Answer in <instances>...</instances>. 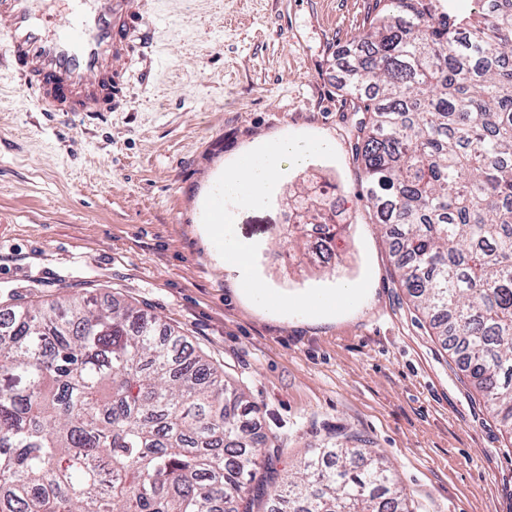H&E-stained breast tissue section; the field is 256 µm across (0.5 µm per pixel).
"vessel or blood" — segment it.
<instances>
[{
    "label": "vessel or blood",
    "instance_id": "1",
    "mask_svg": "<svg viewBox=\"0 0 512 512\" xmlns=\"http://www.w3.org/2000/svg\"><path fill=\"white\" fill-rule=\"evenodd\" d=\"M44 0H0V47L45 112L106 110L123 83L115 59L142 55L154 26L149 0H66L57 20Z\"/></svg>",
    "mask_w": 512,
    "mask_h": 512
}]
</instances>
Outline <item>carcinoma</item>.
<instances>
[{
	"label": "carcinoma",
	"instance_id": "obj_1",
	"mask_svg": "<svg viewBox=\"0 0 512 512\" xmlns=\"http://www.w3.org/2000/svg\"><path fill=\"white\" fill-rule=\"evenodd\" d=\"M344 88L363 197L432 334L512 427V0H376ZM286 243L341 231L309 193ZM255 402L133 304L63 298L0 322V512H239ZM265 512H409L392 465L325 448Z\"/></svg>",
	"mask_w": 512,
	"mask_h": 512
}]
</instances>
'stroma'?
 <instances>
[{"label": "stroma", "mask_w": 512, "mask_h": 512, "mask_svg": "<svg viewBox=\"0 0 512 512\" xmlns=\"http://www.w3.org/2000/svg\"><path fill=\"white\" fill-rule=\"evenodd\" d=\"M151 7L152 61L124 65L111 111L45 116L0 70V312L71 296L148 305L257 403L278 472L354 435L392 463L411 512H512V437L400 288L361 196L336 72L375 0ZM286 134L327 137L338 158L290 167L270 208L235 210V232L279 292L370 275L348 313L252 308L202 225L225 167ZM312 183L333 186L343 225L325 268L279 246L290 192Z\"/></svg>", "instance_id": "obj_1"}]
</instances>
